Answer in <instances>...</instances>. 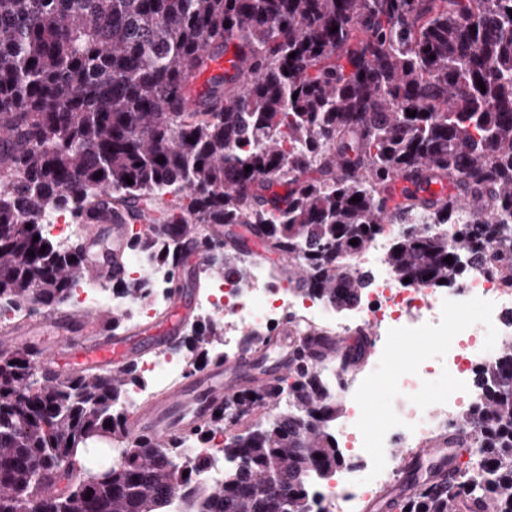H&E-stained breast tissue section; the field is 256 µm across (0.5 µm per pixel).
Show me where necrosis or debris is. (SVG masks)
I'll return each mask as SVG.
<instances>
[{
    "label": "necrosis or debris",
    "instance_id": "4bbe7bcc",
    "mask_svg": "<svg viewBox=\"0 0 512 512\" xmlns=\"http://www.w3.org/2000/svg\"><path fill=\"white\" fill-rule=\"evenodd\" d=\"M392 240L382 234L362 250L359 266L370 272L371 280L357 302L342 311L276 282L260 265L253 266L247 279L227 274L212 281L199 302L205 315L231 324L233 333L224 339L230 353L240 349L243 335L287 322L298 336L372 332L374 358L367 375H342L332 361L319 368L332 394L346 405L338 436L353 460L318 490L321 512H359L364 500L394 478L398 461L393 447L419 448L455 430L481 396L477 372L496 366L499 344L512 338V279L479 259L454 288H402L386 268ZM127 270L130 281L150 279V301L108 294L78 276L71 305L117 307L131 321L152 317L167 300L166 271L137 252L129 256ZM404 336H438L442 343L439 351L399 365L392 350ZM385 376L392 380L393 396L383 426L374 431L364 420L363 403ZM441 376L446 379L442 385L437 382ZM429 387L435 390L431 402H419L418 393Z\"/></svg>",
    "mask_w": 512,
    "mask_h": 512
}]
</instances>
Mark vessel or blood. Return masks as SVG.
I'll list each match as a JSON object with an SVG mask.
<instances>
[{"label": "vessel or blood", "mask_w": 512, "mask_h": 512, "mask_svg": "<svg viewBox=\"0 0 512 512\" xmlns=\"http://www.w3.org/2000/svg\"><path fill=\"white\" fill-rule=\"evenodd\" d=\"M82 224L83 233L77 243L81 275L91 286L103 288L124 278L131 226L153 228L156 217L147 205L139 202L113 206L112 192L106 189L99 196L96 219H83ZM236 242L250 253L264 247L260 231L252 224L237 225ZM180 263L197 271L202 269L204 254L195 234L186 235ZM192 315V303L184 288L178 286L165 312L154 321L132 325L121 334L112 330L111 311L78 314L59 306L39 319L7 329L6 341L14 343L19 336L45 337V344L37 349L36 365L43 377L53 381L73 373L116 369L132 359L169 349L179 341ZM301 350L310 363L317 365L331 354L333 347L320 336L305 337L300 345L283 336L273 362L263 361L255 352L241 354L231 361L212 362L135 406L126 434L132 439L150 437L164 442L191 432L209 422L225 398L290 372ZM468 438L466 428L461 427L401 456L399 477L369 503L370 512H392L396 502L419 485L453 480L458 452Z\"/></svg>", "instance_id": "vessel-or-blood-1"}]
</instances>
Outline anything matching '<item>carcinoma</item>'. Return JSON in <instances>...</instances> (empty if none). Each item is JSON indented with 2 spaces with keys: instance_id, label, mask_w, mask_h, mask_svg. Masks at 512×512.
<instances>
[{
  "instance_id": "cac0c4a2",
  "label": "carcinoma",
  "mask_w": 512,
  "mask_h": 512,
  "mask_svg": "<svg viewBox=\"0 0 512 512\" xmlns=\"http://www.w3.org/2000/svg\"><path fill=\"white\" fill-rule=\"evenodd\" d=\"M510 9L512 0H0V129L11 136L0 145V308L68 304L80 254L58 250L42 216L56 209L77 222L105 188L119 202L179 201V223L132 244L171 277L189 224H255L299 269V292L347 306L369 279L347 259L383 231L397 178L399 216L447 226L410 224L395 237L386 262L399 282L446 288L484 254L512 276ZM222 52L230 68L209 78L202 110L181 111L190 80ZM450 174L448 194L432 189ZM204 247V271L247 275L244 253ZM118 292L146 300L150 283ZM223 332L200 322L173 351L196 369L224 358L209 350ZM291 376L288 405L278 383L244 388L208 424L158 443L125 436L137 366L50 382L29 346L1 347L0 512H168L173 502L179 512H314L312 479L347 465L327 430L341 408L308 362ZM477 384L468 418L481 424L485 466L419 486L400 512H512L511 344ZM258 408L274 416L224 440V479L204 480L207 451L192 455L188 476L171 469L181 449L209 447L224 421L239 426ZM105 435L122 448L99 485L77 449Z\"/></svg>"
}]
</instances>
